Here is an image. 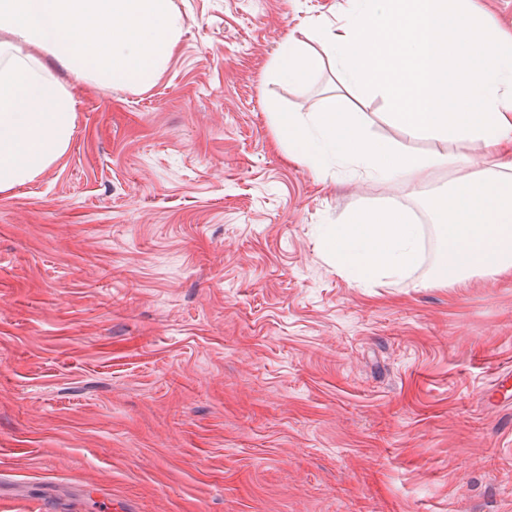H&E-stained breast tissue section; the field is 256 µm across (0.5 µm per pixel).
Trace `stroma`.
<instances>
[{"label":"stroma","instance_id":"1","mask_svg":"<svg viewBox=\"0 0 512 512\" xmlns=\"http://www.w3.org/2000/svg\"><path fill=\"white\" fill-rule=\"evenodd\" d=\"M156 83L73 88L67 151L0 193V512H512V275L439 286L433 198L290 161L277 111L340 86L273 79L347 0H173ZM373 136L423 154L382 96ZM394 200L409 278L360 288L327 225Z\"/></svg>","mask_w":512,"mask_h":512}]
</instances>
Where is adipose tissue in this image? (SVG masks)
Listing matches in <instances>:
<instances>
[{
  "label": "adipose tissue",
  "instance_id": "obj_1",
  "mask_svg": "<svg viewBox=\"0 0 512 512\" xmlns=\"http://www.w3.org/2000/svg\"><path fill=\"white\" fill-rule=\"evenodd\" d=\"M183 29L173 0H0V193L39 176L72 137L73 91L49 76L43 56L75 83L139 90L156 82ZM312 34L317 47L293 37L279 46L276 79L303 84L333 62L347 90L378 91L406 137L438 146L404 152L331 95L314 112L275 113L289 159L315 171L332 159L369 179L413 184L451 172L432 209L433 284L512 274V36L472 0H349L342 23L320 19ZM448 140H476L491 154H454L442 147ZM423 238L402 207H361L330 225L321 245L340 272L372 288L415 271Z\"/></svg>",
  "mask_w": 512,
  "mask_h": 512
}]
</instances>
